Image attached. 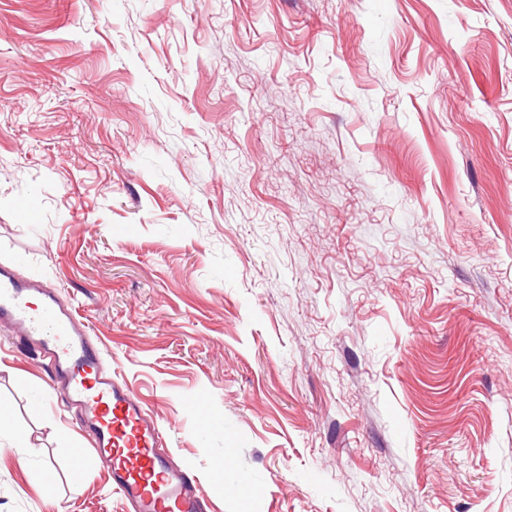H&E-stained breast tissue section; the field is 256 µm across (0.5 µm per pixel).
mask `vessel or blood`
Segmentation results:
<instances>
[{
	"label": "vessel or blood",
	"mask_w": 512,
	"mask_h": 512,
	"mask_svg": "<svg viewBox=\"0 0 512 512\" xmlns=\"http://www.w3.org/2000/svg\"><path fill=\"white\" fill-rule=\"evenodd\" d=\"M0 322L37 342L66 401L79 408L109 462L112 481L133 512H201L198 479L168 465L158 451L160 429L147 421L141 400L103 368L84 320L60 293L21 282L0 268Z\"/></svg>",
	"instance_id": "1"
}]
</instances>
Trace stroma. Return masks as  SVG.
<instances>
[{
  "label": "stroma",
  "instance_id": "1",
  "mask_svg": "<svg viewBox=\"0 0 512 512\" xmlns=\"http://www.w3.org/2000/svg\"><path fill=\"white\" fill-rule=\"evenodd\" d=\"M1 262L202 512H512V0H0ZM0 408V512H129L1 323Z\"/></svg>",
  "mask_w": 512,
  "mask_h": 512
}]
</instances>
